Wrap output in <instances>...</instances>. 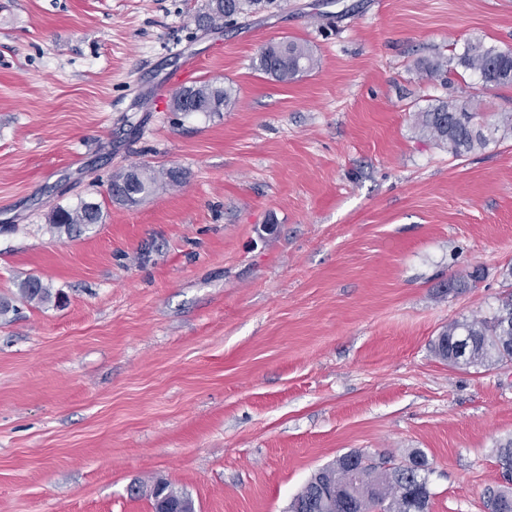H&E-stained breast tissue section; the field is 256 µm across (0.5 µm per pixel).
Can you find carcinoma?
I'll use <instances>...</instances> for the list:
<instances>
[{"instance_id":"obj_1","label":"carcinoma","mask_w":512,"mask_h":512,"mask_svg":"<svg viewBox=\"0 0 512 512\" xmlns=\"http://www.w3.org/2000/svg\"><path fill=\"white\" fill-rule=\"evenodd\" d=\"M274 0H207L204 11L194 16L197 29L205 31L216 21L232 25L238 19L257 13ZM458 65L477 73L484 88L512 86V50L493 46H465L457 57ZM315 59L309 48L288 39L264 47L257 57L256 70L279 82L297 79L313 69ZM236 103L230 86L203 82L180 89L171 98L174 112H224ZM478 109L468 100L440 101L415 113L418 132L448 148L460 157L483 149L489 135L476 122ZM158 177L146 165H133L113 176L109 196L126 204H136L155 190ZM101 204L81 201L74 207L59 206L51 212L49 222L60 235L80 236L89 227L102 222ZM18 299L45 305L60 298L37 276L23 279L17 288ZM470 338L468 365L491 366L512 361V292L499 298L497 308L482 319H454L432 341V351L440 360L453 365L457 352L455 338ZM428 459L420 450L412 451L408 460L394 463L388 457L375 459L359 453L356 461L346 453L335 462L315 472L290 504V512H343V498L351 487L365 489L369 496L365 512H426L431 492L428 486ZM149 488L155 512H194L192 499L183 491L156 482L131 486L139 492Z\"/></svg>"}]
</instances>
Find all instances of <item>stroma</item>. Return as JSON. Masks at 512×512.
<instances>
[{"instance_id": "obj_1", "label": "stroma", "mask_w": 512, "mask_h": 512, "mask_svg": "<svg viewBox=\"0 0 512 512\" xmlns=\"http://www.w3.org/2000/svg\"><path fill=\"white\" fill-rule=\"evenodd\" d=\"M0 14V296L29 276L61 306L0 317V512H288L351 451L429 462L428 512H485L512 440V363L455 367L430 342L512 288V87L423 79L466 42L512 50V0H283L197 30L206 0H15ZM317 64L281 83L269 42ZM233 86L171 111L167 74ZM472 98L497 132L455 157L415 113ZM134 164L176 167L138 204ZM103 221L58 236V206ZM480 269L461 291L449 279ZM315 59L309 48L288 39L264 47L257 57L256 70L287 83L313 69ZM157 184L158 177L150 167L133 165L113 176L109 196L111 200L113 198L126 204H136L154 191ZM155 512H195L192 499L183 491L176 490L167 483L156 482L150 486Z\"/></svg>"}]
</instances>
